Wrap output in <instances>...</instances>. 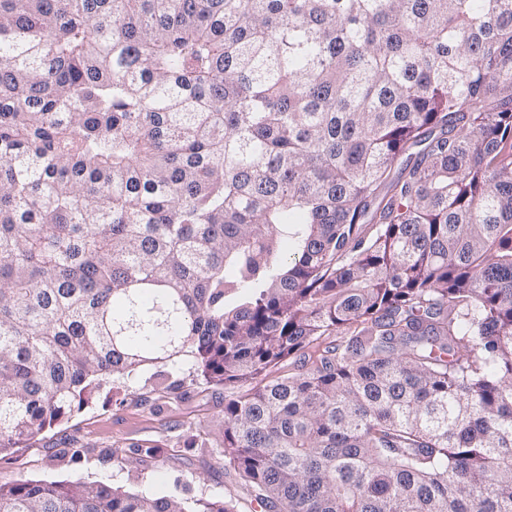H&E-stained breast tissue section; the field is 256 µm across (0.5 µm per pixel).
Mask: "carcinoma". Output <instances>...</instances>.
<instances>
[{"instance_id":"obj_1","label":"carcinoma","mask_w":512,"mask_h":512,"mask_svg":"<svg viewBox=\"0 0 512 512\" xmlns=\"http://www.w3.org/2000/svg\"><path fill=\"white\" fill-rule=\"evenodd\" d=\"M185 361L259 512H512V0H0V453Z\"/></svg>"}]
</instances>
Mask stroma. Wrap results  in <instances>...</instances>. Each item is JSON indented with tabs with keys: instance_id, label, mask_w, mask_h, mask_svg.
Segmentation results:
<instances>
[{
	"instance_id": "35a3bbf8",
	"label": "stroma",
	"mask_w": 512,
	"mask_h": 512,
	"mask_svg": "<svg viewBox=\"0 0 512 512\" xmlns=\"http://www.w3.org/2000/svg\"><path fill=\"white\" fill-rule=\"evenodd\" d=\"M224 390L181 373L168 389L151 371L104 382L88 403L51 429L7 450L0 460V483L23 475L47 482L81 480L149 496L187 487L198 499L234 498L239 512H251L250 490L219 463L224 423ZM204 445L187 453L191 437ZM157 445L152 457L123 461L133 442ZM84 451L71 463L68 449Z\"/></svg>"
}]
</instances>
